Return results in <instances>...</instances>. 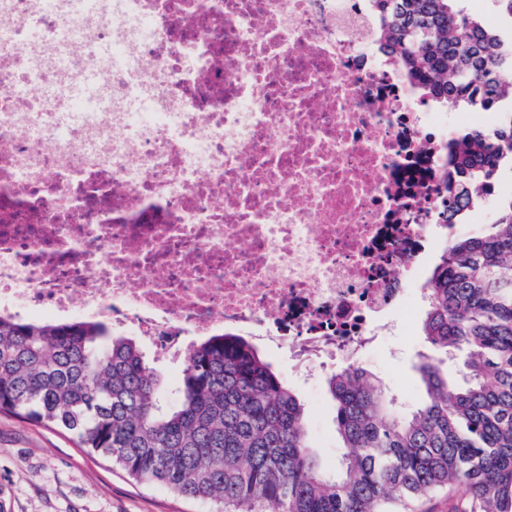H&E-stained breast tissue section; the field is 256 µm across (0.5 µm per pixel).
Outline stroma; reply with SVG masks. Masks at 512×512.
<instances>
[{
  "mask_svg": "<svg viewBox=\"0 0 512 512\" xmlns=\"http://www.w3.org/2000/svg\"><path fill=\"white\" fill-rule=\"evenodd\" d=\"M386 335L372 340L360 365L393 395L397 412L425 398L416 371L422 356L431 354L420 325L403 331L395 320ZM285 383L295 391L307 413L312 443L326 470L336 469L344 450L336 435L335 404L325 376L309 387L288 353L264 350ZM214 504L187 498L164 486L129 477L111 461L78 447L63 432L0 413V512H215Z\"/></svg>",
  "mask_w": 512,
  "mask_h": 512,
  "instance_id": "stroma-1",
  "label": "stroma"
}]
</instances>
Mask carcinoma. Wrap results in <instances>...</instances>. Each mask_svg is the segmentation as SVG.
I'll list each match as a JSON object with an SVG mask.
<instances>
[{
	"instance_id": "1",
	"label": "carcinoma",
	"mask_w": 512,
	"mask_h": 512,
	"mask_svg": "<svg viewBox=\"0 0 512 512\" xmlns=\"http://www.w3.org/2000/svg\"><path fill=\"white\" fill-rule=\"evenodd\" d=\"M381 30L442 106L492 112L467 128L449 163L444 213L492 222L442 248L422 291V333L462 353L460 381L441 361L418 371L427 398L398 416L359 366L327 378L336 432L349 452L329 475L297 395L246 340L199 341L169 405L137 340L105 324L0 317V412L69 433L142 483L223 512H389L459 489L466 512H512V0H490L499 25L460 0H376Z\"/></svg>"
}]
</instances>
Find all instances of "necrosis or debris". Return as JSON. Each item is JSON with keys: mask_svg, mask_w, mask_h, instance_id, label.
<instances>
[{"mask_svg": "<svg viewBox=\"0 0 512 512\" xmlns=\"http://www.w3.org/2000/svg\"><path fill=\"white\" fill-rule=\"evenodd\" d=\"M371 0H0V316L321 364L414 303L472 113Z\"/></svg>", "mask_w": 512, "mask_h": 512, "instance_id": "obj_1", "label": "necrosis or debris"}]
</instances>
